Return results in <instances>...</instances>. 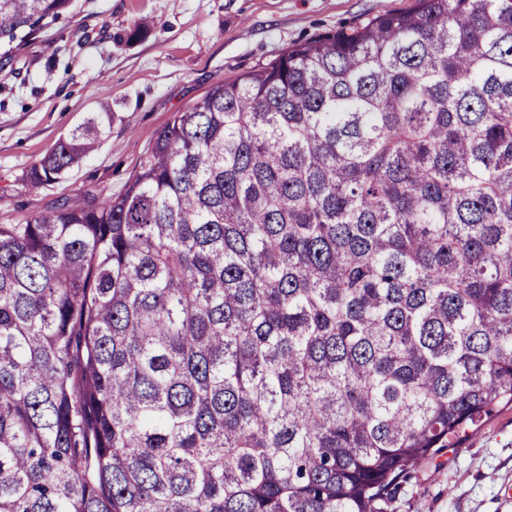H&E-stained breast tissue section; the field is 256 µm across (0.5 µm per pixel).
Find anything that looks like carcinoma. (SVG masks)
Wrapping results in <instances>:
<instances>
[{"mask_svg":"<svg viewBox=\"0 0 512 512\" xmlns=\"http://www.w3.org/2000/svg\"><path fill=\"white\" fill-rule=\"evenodd\" d=\"M73 0H0V41ZM93 112L24 174L104 141ZM512 403V0H416L0 224V512H387Z\"/></svg>","mask_w":512,"mask_h":512,"instance_id":"obj_1","label":"carcinoma"}]
</instances>
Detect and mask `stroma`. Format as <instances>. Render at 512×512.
I'll list each match as a JSON object with an SVG mask.
<instances>
[{
	"mask_svg": "<svg viewBox=\"0 0 512 512\" xmlns=\"http://www.w3.org/2000/svg\"><path fill=\"white\" fill-rule=\"evenodd\" d=\"M414 0H74L24 41L0 44V224L57 201L124 191L174 112L285 48ZM111 133L61 179L27 191L35 160L87 113ZM393 512H512V405L422 459Z\"/></svg>",
	"mask_w": 512,
	"mask_h": 512,
	"instance_id": "obj_1",
	"label": "stroma"
}]
</instances>
